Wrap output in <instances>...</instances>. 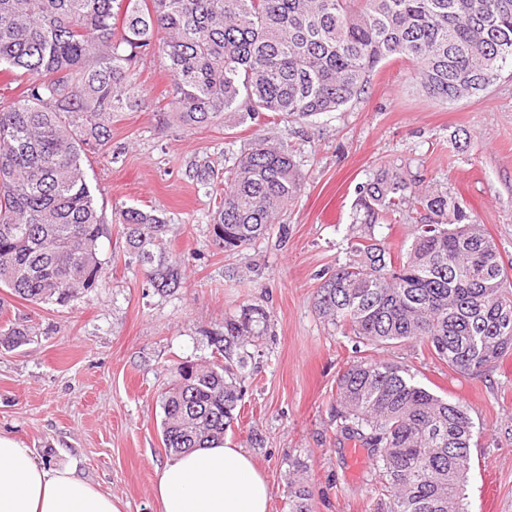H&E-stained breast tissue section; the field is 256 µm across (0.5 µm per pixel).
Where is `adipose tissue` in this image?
Returning <instances> with one entry per match:
<instances>
[{
  "mask_svg": "<svg viewBox=\"0 0 512 512\" xmlns=\"http://www.w3.org/2000/svg\"><path fill=\"white\" fill-rule=\"evenodd\" d=\"M161 512H269L271 490L251 456L231 444L172 455L157 471ZM0 512H121L120 502L67 467L33 459L0 433Z\"/></svg>",
  "mask_w": 512,
  "mask_h": 512,
  "instance_id": "adipose-tissue-1",
  "label": "adipose tissue"
}]
</instances>
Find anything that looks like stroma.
I'll return each mask as SVG.
<instances>
[{
  "label": "stroma",
  "instance_id": "35a3bbf8",
  "mask_svg": "<svg viewBox=\"0 0 512 512\" xmlns=\"http://www.w3.org/2000/svg\"><path fill=\"white\" fill-rule=\"evenodd\" d=\"M410 61L395 58L358 101L305 121L270 123L240 113L188 129L170 115V77L146 58L144 101L113 113V158L94 154L87 181L107 224L99 243L106 278L67 306H35L0 288V318L26 320L30 344L0 347V431L38 460L69 466L121 500L123 512H160L156 469L168 459L158 397L183 362L220 363L224 318L242 306L270 315L245 382L241 419L224 440L246 451L271 488L270 512H288L289 459L307 464L314 512H366L370 469L354 461L334 420L336 378L357 356L410 367L437 395L462 402L475 423L469 512H512V353L459 375L420 346L355 344L317 315L319 276L348 258L360 227L359 186L386 168L464 199L512 260V74L481 95L440 104L413 89ZM287 144L301 188L268 238L228 254L213 243L215 192L197 165L223 172L256 136ZM156 210L166 253L181 260L176 292L155 290L128 251L118 209Z\"/></svg>",
  "mask_w": 512,
  "mask_h": 512
}]
</instances>
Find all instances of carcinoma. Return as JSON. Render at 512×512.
I'll return each mask as SVG.
<instances>
[{
  "instance_id": "1",
  "label": "carcinoma",
  "mask_w": 512,
  "mask_h": 512,
  "mask_svg": "<svg viewBox=\"0 0 512 512\" xmlns=\"http://www.w3.org/2000/svg\"><path fill=\"white\" fill-rule=\"evenodd\" d=\"M159 53L182 126L226 112L304 120L359 99L387 61L415 64L418 93L448 105L486 91L512 68V0H0V71L26 75L0 109V288L34 305L65 306L96 288L107 232L86 179V148L112 153V113L142 100L138 67ZM300 191L288 146L256 137L224 168L214 244L238 252L263 238ZM351 257L324 276L315 308L358 343L416 342L460 374L512 352V263L464 201L417 191L399 172L363 185ZM128 250L167 293L181 265L166 254L165 219L119 210ZM414 223L394 250L371 229ZM258 305L224 318V364H179L158 397L164 448L224 441L237 419L247 346L268 329ZM30 330L0 326L19 348ZM337 429L374 461L368 512H468L473 421L408 366L357 359L338 376ZM313 491L288 485L289 512H313Z\"/></svg>"
}]
</instances>
